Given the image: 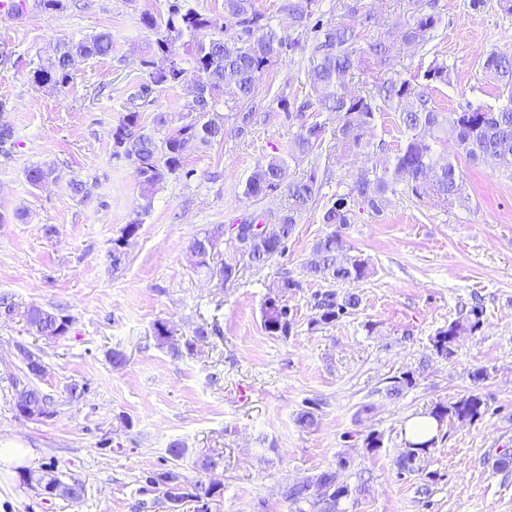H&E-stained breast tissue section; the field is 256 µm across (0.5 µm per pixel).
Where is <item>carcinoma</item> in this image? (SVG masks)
<instances>
[{"instance_id":"1","label":"carcinoma","mask_w":512,"mask_h":512,"mask_svg":"<svg viewBox=\"0 0 512 512\" xmlns=\"http://www.w3.org/2000/svg\"><path fill=\"white\" fill-rule=\"evenodd\" d=\"M166 15L146 11L140 15V23L156 31L155 41L140 52V70L147 76L132 94V106L127 108L117 126L112 129V157L133 166L140 180L141 212L151 207L157 186L171 175L180 174L189 179L194 170L184 163L188 146H209L224 139V116L217 107L222 104L238 107L251 102L259 91V85L276 60L283 54L302 48L300 38L284 35L271 24L270 18L256 10L254 0H224V19H217L197 12L189 0H167ZM317 0H287L282 11L288 15V29L300 27L313 33V56L317 63L310 75V92L305 98H276L277 109L289 118L292 110L305 112H334L340 121L332 131L314 119L303 125L294 137L291 158L305 161L321 147L326 137H331L336 147L345 150H364L371 146L367 139L374 129L376 112L380 106L396 112L399 126L406 139L398 149L392 167L382 172L364 169L344 194L323 208L321 221L332 231L320 238L314 246L319 259L310 269L314 277L330 282H354L370 274L369 262L349 254L342 229L351 223L353 206L363 203L374 211L387 191L404 185L415 197L428 178L439 199L449 202L459 190V167L456 158L450 156L442 162L434 157L432 143L442 139L455 145L458 153L473 163L494 157L512 176V57L492 52L483 62V69L491 73L508 94L509 104L491 108H468L448 115L439 111L428 90L435 84L448 83V66L435 63L423 74L424 83L416 84L398 72L385 71L394 43L406 48L427 44L442 22L436 11L437 0L418 4L413 11L412 23L395 31H385L379 36L369 33L384 26L378 14L368 10L362 0H342L344 20L323 26L311 22ZM63 8V0H14L12 13L22 18L30 12L49 13ZM112 53V37L100 32L78 42H62L54 57L38 68L34 80L53 89L63 88L73 79L79 63L89 57H104ZM197 73V80L190 87L188 102L189 121L176 133L160 138L159 127L164 117L158 113L152 124L142 119L139 106L158 89L174 88L182 84L185 65ZM379 69L384 74L375 84V91L358 93L346 88L345 77L356 71ZM60 170L53 163H43L30 168L27 178L30 184L41 186L58 179ZM285 161L274 157L266 165L256 169L244 185L249 198L262 199L286 186L285 206L275 218L273 230L267 237L254 239L245 253L220 250L219 238L206 234L193 238L189 249L199 255L196 267L206 270L211 279L224 286L229 280H238L248 269H259L288 250L296 224L302 214L318 201L326 175L320 174L319 159L309 162V170L302 176L283 184ZM140 220L126 225L124 237L117 240L112 249V265L122 264L124 238L137 233ZM301 288L298 280L284 275L275 289L265 297L261 315L265 331L271 336H288L291 329L288 293ZM359 295L342 296L329 290L317 298L315 309L318 316L313 323L331 326L351 314L360 306ZM483 307L475 303L469 309L440 328L431 339L433 350L446 357L453 354L454 339L465 334L473 335L483 326ZM0 321L21 322L28 334L37 337L58 338L68 333L66 326L74 318L60 309H48L35 303H22L8 293H0ZM220 333L217 320H202L193 335L181 342L174 339L175 330L164 322L154 324L157 345L167 347L175 357L191 355L199 343ZM23 361L31 378H40L46 372L42 359L29 350L22 353ZM413 383V377L405 372L390 378L386 395L397 398ZM319 403L306 402V408L296 416V423L310 428L316 423L315 410ZM18 413L33 420L54 415L50 398L37 386L15 393ZM486 412V404L476 390L455 402L437 404L427 412L436 422V434L420 441L408 443L409 449L396 459L398 474H415L421 470L420 455L435 447L438 433L447 419L473 422ZM224 464V452L208 448L195 454L192 469L195 479L190 481L181 473L168 470L149 478V483L165 488L164 495L170 508L176 509L189 502L193 512H213V505L222 496L221 488L207 481L209 473ZM349 460L341 458L336 467L324 470L305 483L287 484L282 487V497L297 506L296 512H344L343 500L350 498V487L340 480V471L347 468ZM19 479L26 486L60 487L62 494L77 497L82 493L78 484L64 485L53 467L38 473L24 470Z\"/></svg>"}]
</instances>
